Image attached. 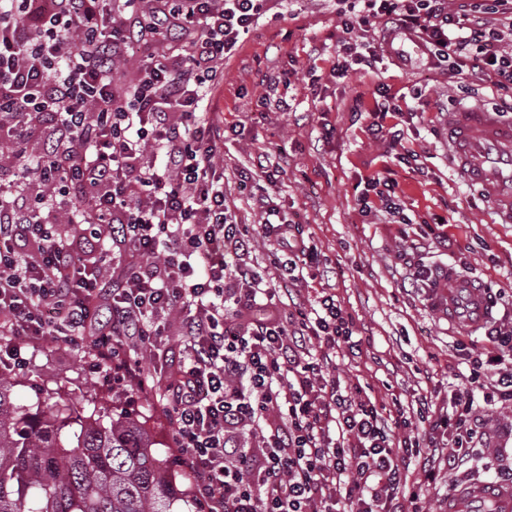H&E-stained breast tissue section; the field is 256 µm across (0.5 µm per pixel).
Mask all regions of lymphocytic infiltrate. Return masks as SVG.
Returning a JSON list of instances; mask_svg holds the SVG:
<instances>
[{
    "label": "lymphocytic infiltrate",
    "instance_id": "obj_1",
    "mask_svg": "<svg viewBox=\"0 0 512 512\" xmlns=\"http://www.w3.org/2000/svg\"><path fill=\"white\" fill-rule=\"evenodd\" d=\"M268 3L0 0V145H46L32 163L0 154V367H25L26 345L91 337L94 371L166 397L198 512H398L401 495L424 512L410 467L427 485L465 470L485 412L512 406V326L487 328L485 357L446 407L421 400L425 427L338 390L327 353L359 352L353 317L334 296L293 297L296 270L319 254L266 191L261 231L279 255L250 264L253 230L230 205L224 129L207 110ZM366 6L362 25L387 20L389 40L488 77L512 110V22L495 23L512 0H464L454 18L448 0ZM145 47L134 84H117L118 62ZM175 313L183 340L165 383L127 348L160 342Z\"/></svg>",
    "mask_w": 512,
    "mask_h": 512
}]
</instances>
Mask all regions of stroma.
I'll return each mask as SVG.
<instances>
[{
	"mask_svg": "<svg viewBox=\"0 0 512 512\" xmlns=\"http://www.w3.org/2000/svg\"><path fill=\"white\" fill-rule=\"evenodd\" d=\"M356 2L272 0L270 12L226 58L224 79L209 97L226 129L224 186L239 223L251 225L261 222L251 188L269 186L272 205L301 225L320 252V267L303 271L299 297L336 296L362 340L357 356L337 352L331 375L347 391L362 387L388 411L395 402L407 406L424 397L440 405L457 387L463 356H480L486 343L481 329L459 328L432 309L428 288L406 279L402 255L415 242L416 262L488 282L497 295L494 317L512 323V224L499 223L478 187L454 169L447 140L455 105L491 110L492 86L482 75L448 77L410 41L387 42L383 24L346 31ZM354 50L374 53L372 73L336 76V63ZM384 92L402 109L383 121L403 128L399 147L370 128ZM385 173L397 182L401 214L395 218L378 200L371 211L361 209L366 179ZM442 219L444 243L435 232ZM27 357L15 373L18 404L68 382L84 411L106 396L115 413L145 420L160 457L174 459L166 402L94 373L89 340L50 343ZM486 421L488 447L472 469L422 486V504L431 512L445 505L449 485L487 481L512 468V436L503 432L512 413L492 412Z\"/></svg>",
	"mask_w": 512,
	"mask_h": 512,
	"instance_id": "1",
	"label": "stroma"
}]
</instances>
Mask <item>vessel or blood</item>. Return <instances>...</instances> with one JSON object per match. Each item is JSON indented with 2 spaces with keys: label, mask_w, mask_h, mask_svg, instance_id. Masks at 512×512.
<instances>
[{
  "label": "vessel or blood",
  "mask_w": 512,
  "mask_h": 512,
  "mask_svg": "<svg viewBox=\"0 0 512 512\" xmlns=\"http://www.w3.org/2000/svg\"><path fill=\"white\" fill-rule=\"evenodd\" d=\"M450 155L456 170L478 185L502 223H512V123L487 111L465 108L448 126ZM448 318L476 328L486 324L492 305L473 280L449 289ZM448 512H512V487L485 483L460 487Z\"/></svg>",
  "instance_id": "b4317fda"
}]
</instances>
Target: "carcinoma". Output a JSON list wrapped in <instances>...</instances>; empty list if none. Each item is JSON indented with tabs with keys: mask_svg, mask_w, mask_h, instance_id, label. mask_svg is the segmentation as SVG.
<instances>
[{
	"mask_svg": "<svg viewBox=\"0 0 512 512\" xmlns=\"http://www.w3.org/2000/svg\"><path fill=\"white\" fill-rule=\"evenodd\" d=\"M0 377V512H194L181 474L159 458L146 422L90 414L65 392L31 406Z\"/></svg>",
	"mask_w": 512,
	"mask_h": 512,
	"instance_id": "1",
	"label": "carcinoma"
}]
</instances>
